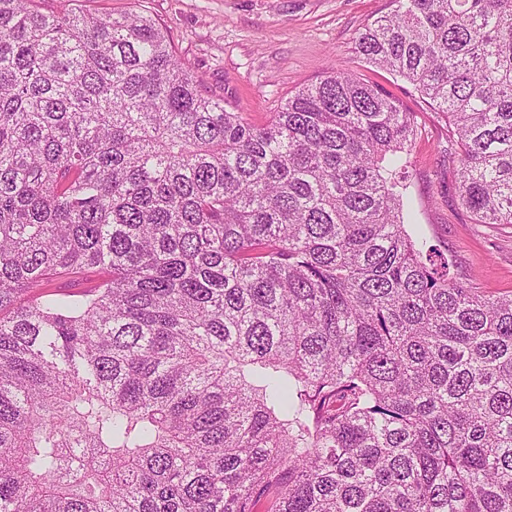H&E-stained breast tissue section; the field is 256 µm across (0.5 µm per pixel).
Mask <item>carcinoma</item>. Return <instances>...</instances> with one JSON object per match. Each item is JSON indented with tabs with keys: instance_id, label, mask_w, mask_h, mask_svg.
Instances as JSON below:
<instances>
[{
	"instance_id": "obj_1",
	"label": "carcinoma",
	"mask_w": 512,
	"mask_h": 512,
	"mask_svg": "<svg viewBox=\"0 0 512 512\" xmlns=\"http://www.w3.org/2000/svg\"><path fill=\"white\" fill-rule=\"evenodd\" d=\"M41 2L0 0V512H512V295L405 229L412 113L330 68L252 124L152 17ZM392 3L356 52L512 224V0ZM97 276L96 273L90 272L81 277L57 278L51 283L53 288L50 289L60 290L73 295H81L89 289L87 287L95 284Z\"/></svg>"
}]
</instances>
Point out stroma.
I'll use <instances>...</instances> for the list:
<instances>
[{"instance_id": "stroma-1", "label": "stroma", "mask_w": 512, "mask_h": 512, "mask_svg": "<svg viewBox=\"0 0 512 512\" xmlns=\"http://www.w3.org/2000/svg\"><path fill=\"white\" fill-rule=\"evenodd\" d=\"M86 9L157 19L209 94L255 124L328 68L356 73L413 112L407 231L442 252L450 273L490 297L512 294V225L478 224L460 204L457 149L444 116L412 86L354 50L362 27L390 0H84Z\"/></svg>"}]
</instances>
